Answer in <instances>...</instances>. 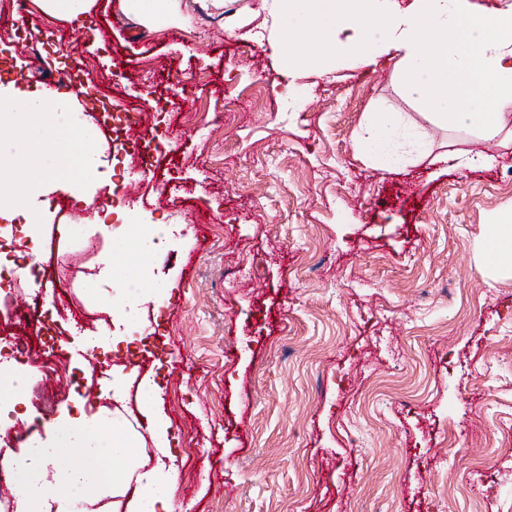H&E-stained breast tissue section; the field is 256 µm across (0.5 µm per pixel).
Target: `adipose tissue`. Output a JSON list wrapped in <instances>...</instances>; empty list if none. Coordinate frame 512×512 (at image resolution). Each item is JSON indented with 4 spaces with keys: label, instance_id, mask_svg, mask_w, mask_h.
I'll list each match as a JSON object with an SVG mask.
<instances>
[{
    "label": "adipose tissue",
    "instance_id": "ef3b65f1",
    "mask_svg": "<svg viewBox=\"0 0 512 512\" xmlns=\"http://www.w3.org/2000/svg\"><path fill=\"white\" fill-rule=\"evenodd\" d=\"M92 0H41L47 13L63 17L86 37L89 50L101 43L89 23ZM181 0H125L131 19L156 29L178 17ZM267 39L288 77L306 70L328 73L348 60L361 66L398 55L406 94L436 118L475 131L490 141L512 114V10L471 17L465 0H264ZM358 142L382 168L406 165L425 142L386 112L370 113ZM120 242L96 278L112 318L106 342L132 344L144 304L163 303L166 288L143 287L140 264L152 257L153 237L169 238L171 225L157 223L137 236L127 225L101 224ZM483 253L493 267L512 277V211L482 233ZM148 431L161 456L154 467L140 461V433L128 431L118 413L65 416L49 423V443L28 448L7 461L18 477L19 512H103V480L125 497L126 512H178L175 475L165 460L174 436L170 422L144 407Z\"/></svg>",
    "mask_w": 512,
    "mask_h": 512
}]
</instances>
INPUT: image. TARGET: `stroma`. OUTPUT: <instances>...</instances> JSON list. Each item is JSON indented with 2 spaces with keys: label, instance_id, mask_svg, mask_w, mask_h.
Listing matches in <instances>:
<instances>
[{
  "label": "stroma",
  "instance_id": "35a3bbf8",
  "mask_svg": "<svg viewBox=\"0 0 512 512\" xmlns=\"http://www.w3.org/2000/svg\"><path fill=\"white\" fill-rule=\"evenodd\" d=\"M28 2L21 15L0 0V85L39 90L41 74L69 72L94 99L76 119L100 174L84 201L34 198L36 257L0 239L7 258L39 266L0 270V361L53 396L52 416L117 406L108 383L124 352L85 357L111 325L89 277L116 248L92 227L113 204L176 227L151 261L172 296L147 305L135 349L178 438L182 512H512V279L481 250L484 225L512 211V115L478 142L405 95L395 56L302 74L308 100L286 112L271 46L229 37L203 0L153 31L120 0H95L108 32L95 52ZM115 108L148 113L118 152ZM369 112L396 113L428 153L375 166L356 143ZM477 148L491 167L437 160ZM146 158L139 196H112L115 169L139 176ZM49 417L31 405L0 459L48 439ZM488 463L502 469L491 496L478 481Z\"/></svg>",
  "mask_w": 512,
  "mask_h": 512
}]
</instances>
